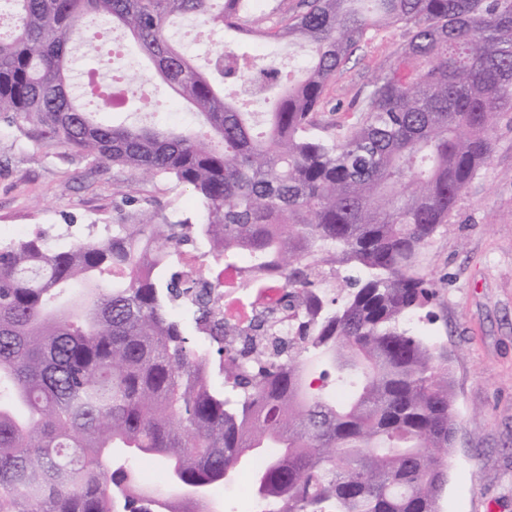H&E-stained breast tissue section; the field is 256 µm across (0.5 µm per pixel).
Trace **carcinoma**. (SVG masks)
Returning <instances> with one entry per match:
<instances>
[{
	"instance_id": "obj_1",
	"label": "carcinoma",
	"mask_w": 512,
	"mask_h": 512,
	"mask_svg": "<svg viewBox=\"0 0 512 512\" xmlns=\"http://www.w3.org/2000/svg\"><path fill=\"white\" fill-rule=\"evenodd\" d=\"M0 0V121L94 165L165 176L205 211L196 230L139 208L101 239L54 251L0 246V512H151L130 461L159 457L189 484L274 448L261 499L274 512H439L456 422L448 352L407 323L432 303L422 250L487 165L512 120V0ZM189 15L207 67L171 38ZM119 28L152 69L125 83L138 110L156 80L202 118L192 130L101 121L74 95L72 44L112 63ZM385 59L355 121L323 138L316 112L336 72L381 31ZM233 30L305 51L300 71L241 53ZM100 112L112 99L86 89ZM270 110L249 111L254 102ZM200 235L218 263L286 288L280 308L224 318L217 284L166 274ZM352 264L347 293L315 287ZM188 301L208 347L173 306ZM218 356L224 383L211 378Z\"/></svg>"
}]
</instances>
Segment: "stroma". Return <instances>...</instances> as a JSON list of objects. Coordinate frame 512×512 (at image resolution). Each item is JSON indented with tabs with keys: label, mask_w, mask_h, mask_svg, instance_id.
<instances>
[{
	"label": "stroma",
	"mask_w": 512,
	"mask_h": 512,
	"mask_svg": "<svg viewBox=\"0 0 512 512\" xmlns=\"http://www.w3.org/2000/svg\"><path fill=\"white\" fill-rule=\"evenodd\" d=\"M405 28L361 46L325 92L318 133L331 139ZM188 224L204 210L164 176L91 167L75 152L0 127V244L43 235L48 248L108 236L126 213L122 194ZM422 271L437 296L410 328L448 351L456 443L440 512H512V121L493 132L487 166L466 186L446 226L425 249Z\"/></svg>",
	"instance_id": "35a3bbf8"
}]
</instances>
